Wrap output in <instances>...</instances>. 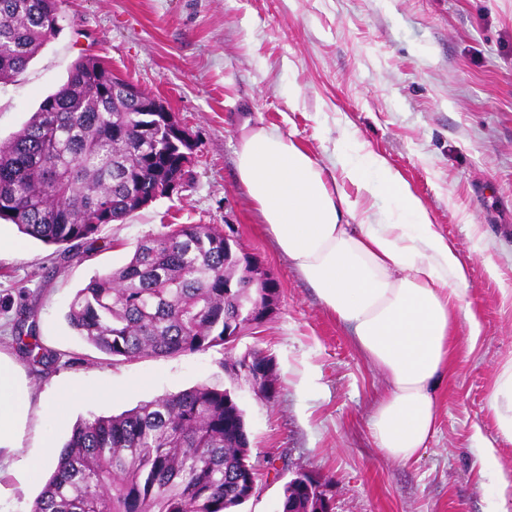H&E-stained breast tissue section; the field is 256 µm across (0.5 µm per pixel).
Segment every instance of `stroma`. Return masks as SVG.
<instances>
[{
    "label": "stroma",
    "instance_id": "stroma-1",
    "mask_svg": "<svg viewBox=\"0 0 512 512\" xmlns=\"http://www.w3.org/2000/svg\"><path fill=\"white\" fill-rule=\"evenodd\" d=\"M62 15L55 37L0 84V139L23 127L79 56L94 55L166 101L194 162L178 193L106 226L78 262L0 221V355L31 391L20 455L47 435L62 447L77 420L206 384L233 392L261 465V492L239 512H280L299 469L325 481L332 512H486L480 438L494 440L497 466L512 470V441L491 407L512 360V0H64ZM258 119L325 163L340 129L358 130L470 270L467 299L482 336L473 349L459 339L437 391V433L413 463L375 447L368 421L384 375L278 249L237 180L242 126ZM166 224L233 225L243 250L276 278L277 309L230 351L112 361L70 328L69 303ZM28 310L58 355L50 366L18 350ZM253 348L277 363L273 399L220 365ZM58 383L86 393L61 424L42 409ZM41 490L0 472V512H30Z\"/></svg>",
    "mask_w": 512,
    "mask_h": 512
}]
</instances>
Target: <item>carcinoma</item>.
<instances>
[{
    "label": "carcinoma",
    "mask_w": 512,
    "mask_h": 512,
    "mask_svg": "<svg viewBox=\"0 0 512 512\" xmlns=\"http://www.w3.org/2000/svg\"><path fill=\"white\" fill-rule=\"evenodd\" d=\"M62 0H0V84L22 72L59 30ZM106 63L81 56L24 126L0 141V220L81 260L105 226L168 197L188 152L170 112L135 98ZM129 261L78 289L66 319L112 359L173 357L224 346V315L257 309L267 289L224 288L238 277L224 230L165 224ZM19 349L35 365L57 354L31 324ZM244 411L206 385L77 423L31 512H233L258 468L242 440ZM287 482L281 512H317L325 483Z\"/></svg>",
    "instance_id": "cac0c4a2"
}]
</instances>
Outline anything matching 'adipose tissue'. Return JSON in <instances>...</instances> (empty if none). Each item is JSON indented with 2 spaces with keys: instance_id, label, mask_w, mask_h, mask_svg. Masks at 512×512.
I'll use <instances>...</instances> for the list:
<instances>
[{
  "instance_id": "ef3b65f1",
  "label": "adipose tissue",
  "mask_w": 512,
  "mask_h": 512,
  "mask_svg": "<svg viewBox=\"0 0 512 512\" xmlns=\"http://www.w3.org/2000/svg\"><path fill=\"white\" fill-rule=\"evenodd\" d=\"M238 180L279 250L345 325L386 378L369 419L376 448L415 461L435 433L436 389L446 376L465 318L476 345L481 324L465 295L469 269L455 242L386 158L344 128L333 167L286 133L245 124ZM356 188L349 195L339 179ZM387 206H378V199ZM29 392L14 363L0 359V468L35 480L53 463L51 442L17 458Z\"/></svg>"
}]
</instances>
